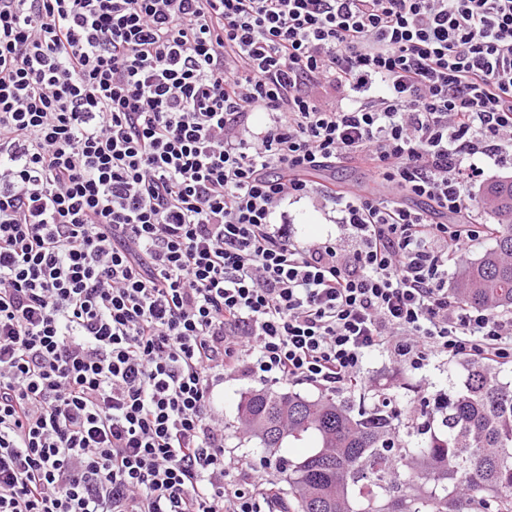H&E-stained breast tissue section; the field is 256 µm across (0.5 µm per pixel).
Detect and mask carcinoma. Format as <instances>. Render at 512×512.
<instances>
[{
    "label": "carcinoma",
    "instance_id": "1",
    "mask_svg": "<svg viewBox=\"0 0 512 512\" xmlns=\"http://www.w3.org/2000/svg\"><path fill=\"white\" fill-rule=\"evenodd\" d=\"M495 244L464 261L453 298L512 314V177L483 191ZM462 387L423 412L390 407L391 386L321 393L257 390L238 404L257 450L282 463L289 512H512V383L500 365L468 359Z\"/></svg>",
    "mask_w": 512,
    "mask_h": 512
}]
</instances>
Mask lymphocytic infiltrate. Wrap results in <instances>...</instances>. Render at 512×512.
<instances>
[{"instance_id":"f902f5d3","label":"lymphocytic infiltrate","mask_w":512,"mask_h":512,"mask_svg":"<svg viewBox=\"0 0 512 512\" xmlns=\"http://www.w3.org/2000/svg\"><path fill=\"white\" fill-rule=\"evenodd\" d=\"M487 160L512 0H0V512H285L225 376L512 364V316L448 297ZM343 164L371 190L312 178ZM311 195L336 238L276 223Z\"/></svg>"}]
</instances>
